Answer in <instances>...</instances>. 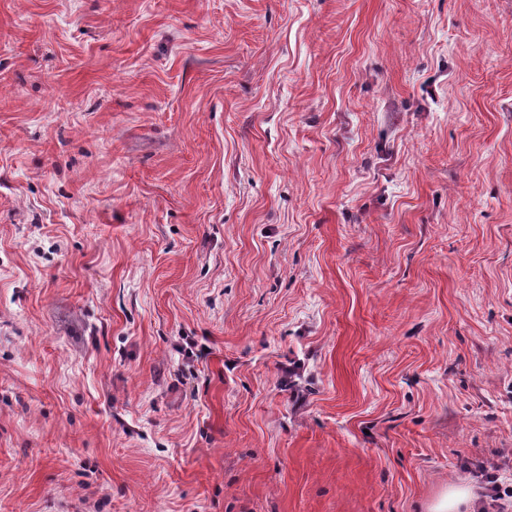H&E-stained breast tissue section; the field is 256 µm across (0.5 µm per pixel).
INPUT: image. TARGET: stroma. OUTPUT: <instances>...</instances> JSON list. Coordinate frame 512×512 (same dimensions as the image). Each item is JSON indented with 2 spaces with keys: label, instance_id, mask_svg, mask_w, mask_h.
Segmentation results:
<instances>
[{
  "label": "stroma",
  "instance_id": "stroma-1",
  "mask_svg": "<svg viewBox=\"0 0 512 512\" xmlns=\"http://www.w3.org/2000/svg\"><path fill=\"white\" fill-rule=\"evenodd\" d=\"M482 464L512 0H0V512H426Z\"/></svg>",
  "mask_w": 512,
  "mask_h": 512
}]
</instances>
